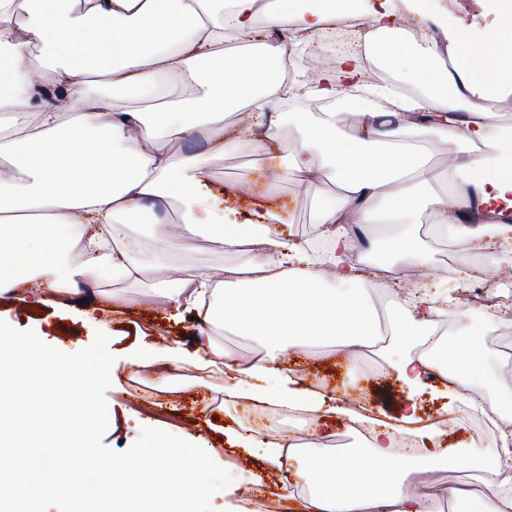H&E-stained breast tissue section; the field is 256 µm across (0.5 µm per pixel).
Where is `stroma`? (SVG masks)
<instances>
[{
	"mask_svg": "<svg viewBox=\"0 0 512 512\" xmlns=\"http://www.w3.org/2000/svg\"><path fill=\"white\" fill-rule=\"evenodd\" d=\"M256 139L267 150L256 155L236 145L227 146L223 154L208 153L200 138L179 140L160 138L158 144L175 153L196 152L207 156L211 181L225 189L224 204L235 209L238 220H245L252 203L268 196L275 212L278 231L292 242L305 244V230L313 226L317 216V199L297 180L283 178L279 159L301 137V131L287 118H280L270 129L260 128ZM427 252L428 271L398 263V276L404 288L424 282L448 288L455 285L456 258L466 256L470 239L442 237L436 234L432 217L421 211L412 227ZM180 260L202 273H210L227 264L241 263L243 255L225 254L222 244L203 235L189 240ZM98 291L125 297L124 305L115 306L103 300L94 306H61L45 301L0 300V319L18 329L34 330L39 338L64 352L90 345L96 332L109 338L108 350L115 357L117 376L106 393L109 425L103 442L120 451L131 446L142 428L171 431L182 439L203 447L211 458L234 476V491L223 490L212 498L215 512H247L246 502L256 495L274 499L280 512H290L304 497L305 479L297 463L273 464L262 453L266 441L277 431L267 421L257 418L258 405L249 399L228 404L223 400L226 378L217 369L190 368L174 379L160 376L154 366L144 365L140 345L150 342L157 348H193L195 323L189 314L173 315L155 298L146 283H101ZM479 333L486 351L488 370L496 379L495 386L472 381L467 387L470 398L490 401L512 394V306L503 305L489 313L469 309L468 313L448 316L447 335L458 338ZM288 365L296 371L303 386L326 390L343 406L340 414H328L322 421L327 431H345V447L363 446L367 428L346 432L350 419L346 409L358 408L368 418L392 422L400 417L406 392L395 375L382 370L376 347L364 348L358 358L341 350L315 346L306 353L293 354ZM440 380H432L418 399L422 418L448 414V428L442 438L454 462L448 468L430 473L435 487L451 481H476L478 462L512 467V457L499 448L484 445L480 416L459 414L453 399L439 396ZM249 430L254 440L251 447H241L237 434ZM262 492H255V485ZM291 490L293 499H285L284 490Z\"/></svg>",
	"mask_w": 512,
	"mask_h": 512,
	"instance_id": "35a3bbf8",
	"label": "stroma"
}]
</instances>
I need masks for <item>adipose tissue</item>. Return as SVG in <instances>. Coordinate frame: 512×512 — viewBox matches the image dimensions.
I'll use <instances>...</instances> for the list:
<instances>
[{
  "label": "adipose tissue",
  "mask_w": 512,
  "mask_h": 512,
  "mask_svg": "<svg viewBox=\"0 0 512 512\" xmlns=\"http://www.w3.org/2000/svg\"><path fill=\"white\" fill-rule=\"evenodd\" d=\"M401 2L428 29L426 48L382 39L391 13L376 9L363 53L341 54L336 68L315 77V95L359 111L358 124L342 134L335 113L314 123L298 110L289 115L302 137L285 170L320 196L316 222L334 242L330 257L319 261L272 226L269 209L235 223L210 187L205 158L164 150L156 140L202 129L212 151L223 152L226 114L243 108L239 140L250 143L252 126L265 125L287 92L278 77L287 49L256 40L258 27L291 24L324 34L340 20L341 0L318 9L297 0H0V123L27 130L0 143L16 170L0 180V298L38 291L93 302L86 285L158 276L157 264L128 246V225L142 216L144 201L177 194L182 219L162 233L165 253L207 235L225 252L249 256L208 275L183 264L162 277L156 297L174 311H195L197 328L191 354L143 348V359L160 371L220 365L234 376L224 387L226 401L249 398L311 413L321 412L326 398L300 387L286 359L314 342L355 357L376 345L412 390L432 365L460 388L487 378L478 337L435 339L447 292L424 284L398 298L394 278L363 277L373 252L362 249L349 225L355 218L412 222L425 208L444 233L472 236L494 227L487 265L512 256V224L504 220L512 214V133L495 126L486 109L512 94V0H475L488 19L478 31L429 15L425 0ZM230 30L246 55L225 51ZM364 53L406 65L409 80L424 89L415 99L381 81L374 92L390 106L386 126L344 94L342 83L358 77ZM166 78L193 96L167 99L148 113L122 105L121 93L152 90ZM426 134L451 146L443 191L430 189L432 173L411 143ZM250 145L260 152V144ZM385 294L392 300L382 311L376 301ZM220 329L261 337L258 357L220 347ZM415 421L409 407L398 424L372 432L349 454H296L311 486L300 512H443L442 499L409 491L405 478L442 468L445 459L394 452L401 436L420 449L440 447L441 431ZM446 498L476 503L478 512H512V473L483 471L477 489L451 486Z\"/></svg>",
  "instance_id": "adipose-tissue-1"
}]
</instances>
